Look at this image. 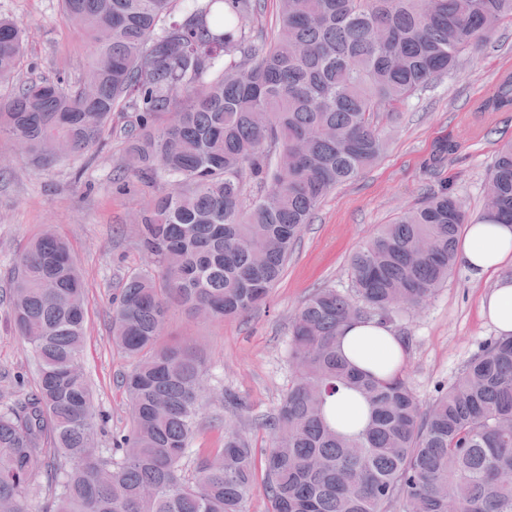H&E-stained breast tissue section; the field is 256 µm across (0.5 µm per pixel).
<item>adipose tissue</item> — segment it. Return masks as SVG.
<instances>
[{
  "instance_id": "adipose-tissue-1",
  "label": "adipose tissue",
  "mask_w": 512,
  "mask_h": 512,
  "mask_svg": "<svg viewBox=\"0 0 512 512\" xmlns=\"http://www.w3.org/2000/svg\"><path fill=\"white\" fill-rule=\"evenodd\" d=\"M456 257L476 276L494 275L490 291L481 300V313L497 333L512 335V277L503 272L512 264V225L474 221L457 241ZM340 341L344 353L361 370L388 376L405 359L399 337L372 321L349 324Z\"/></svg>"
}]
</instances>
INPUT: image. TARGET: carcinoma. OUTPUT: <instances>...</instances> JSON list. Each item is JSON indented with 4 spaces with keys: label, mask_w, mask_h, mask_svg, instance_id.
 <instances>
[{
    "label": "carcinoma",
    "mask_w": 512,
    "mask_h": 512,
    "mask_svg": "<svg viewBox=\"0 0 512 512\" xmlns=\"http://www.w3.org/2000/svg\"><path fill=\"white\" fill-rule=\"evenodd\" d=\"M88 41L82 82L19 85L0 99V137L48 167L100 144L112 115L130 171L161 185L136 232L158 275L129 277L112 308V343L134 361L124 380L133 428L98 446L82 367L85 284L68 243L47 226L13 267L15 326L39 362L34 390L0 403V512H30L41 469L49 512H512V338L492 339L433 403L405 366L388 377L340 350L358 320L386 323L431 298L452 272L466 205L433 194L350 259L351 290L320 288L288 344L291 385L262 426L268 448L224 427V448L184 460L199 424L205 360L165 342L178 307L224 322L268 298L325 197L368 169L383 124L457 69L512 20V0H279L269 41L251 25L260 0H62ZM25 32L0 17V83L14 80ZM512 110V73L475 111ZM479 217L512 224V142L502 145ZM267 192L246 207L251 185ZM365 416L336 426L342 391Z\"/></svg>",
    "instance_id": "obj_1"
}]
</instances>
